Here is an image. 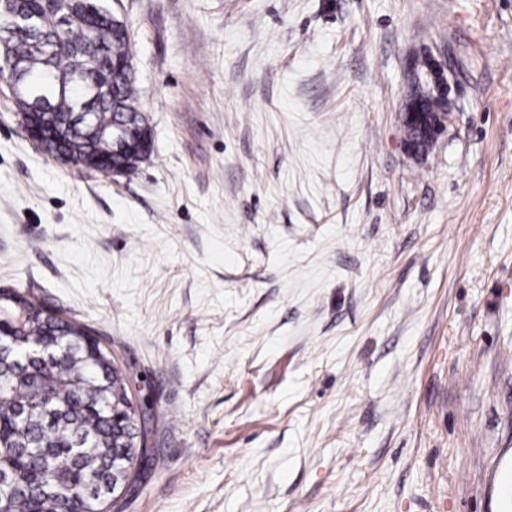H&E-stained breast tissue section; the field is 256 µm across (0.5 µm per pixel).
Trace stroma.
<instances>
[{"label":"stroma","instance_id":"obj_1","mask_svg":"<svg viewBox=\"0 0 512 512\" xmlns=\"http://www.w3.org/2000/svg\"><path fill=\"white\" fill-rule=\"evenodd\" d=\"M108 3L151 154L66 164L0 87V288L136 373L151 459L112 512H507L512 0ZM447 105V97L440 94L435 95V93L422 94L417 90V87L413 86L412 92L409 96L408 112H405L403 120L405 121L418 117L424 124V116L421 112L426 114H430L429 112H448ZM449 121L450 112L445 114L440 113V117L435 122V126L432 129V143H434L438 136L444 131ZM403 135L404 142L407 143L404 145L410 152L414 153L408 144L414 147L416 152L420 155H426L429 152L430 146L428 134L423 132L420 126L416 123L405 121L403 124Z\"/></svg>","mask_w":512,"mask_h":512}]
</instances>
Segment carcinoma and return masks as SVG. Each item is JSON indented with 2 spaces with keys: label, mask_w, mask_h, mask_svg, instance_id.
Masks as SVG:
<instances>
[{
  "label": "carcinoma",
  "mask_w": 512,
  "mask_h": 512,
  "mask_svg": "<svg viewBox=\"0 0 512 512\" xmlns=\"http://www.w3.org/2000/svg\"><path fill=\"white\" fill-rule=\"evenodd\" d=\"M14 14L33 29L13 33L11 58L24 68L31 94L47 101L61 134L45 140L52 155L96 171L125 173L142 158L118 151L137 142L145 115L135 102L133 74L121 67L126 45L112 23L94 27L75 0H15ZM447 98L412 88L410 112H445ZM404 142L429 152L428 134L403 124ZM0 487L6 512H109L112 482L125 484L148 448L131 399L130 375L90 330L31 291L0 289Z\"/></svg>",
  "instance_id": "cac0c4a2"
}]
</instances>
